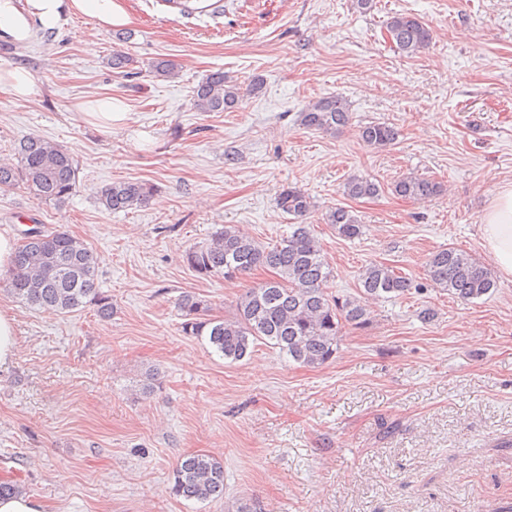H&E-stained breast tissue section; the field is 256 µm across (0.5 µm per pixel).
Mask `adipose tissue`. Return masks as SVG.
Instances as JSON below:
<instances>
[{
  "mask_svg": "<svg viewBox=\"0 0 512 512\" xmlns=\"http://www.w3.org/2000/svg\"><path fill=\"white\" fill-rule=\"evenodd\" d=\"M65 13L91 18L105 30L129 22L123 0H0V34L22 42L30 34L31 22L52 28ZM76 112L107 131L128 124L131 119L129 107L109 95L79 104ZM480 229L497 270L504 276H512V184L502 187L491 201L482 216Z\"/></svg>",
  "mask_w": 512,
  "mask_h": 512,
  "instance_id": "ef3b65f1",
  "label": "adipose tissue"
}]
</instances>
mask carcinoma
Segmentation results:
<instances>
[{"label": "carcinoma", "instance_id": "obj_1", "mask_svg": "<svg viewBox=\"0 0 512 512\" xmlns=\"http://www.w3.org/2000/svg\"><path fill=\"white\" fill-rule=\"evenodd\" d=\"M179 8L180 14H202L209 6L200 0H163ZM385 38L402 54L413 57L429 48L431 30L410 13H395L385 21ZM255 82L244 89L224 75L210 72L193 90L192 105L197 112H234L244 93H255ZM351 121V105L339 95L308 102L300 112V124L310 130L334 134ZM365 143L377 149L396 144L398 130L386 123H370L360 130ZM17 162H0V189L23 186L36 199L64 204L76 192L79 166L74 155L39 136L30 135L15 147ZM395 195L425 201L441 191L430 179L407 175L391 185ZM154 186L141 181H119L98 192L99 204L107 212L146 206ZM381 187L353 175L343 193L353 199L373 198ZM278 209L296 220L288 234L272 246H262L234 225L211 235L209 241L190 249L185 261L199 276L234 278L258 268L271 277L239 296L236 312L224 319H206L208 300L185 293L177 305L186 334L208 337L214 352L226 360L240 361L259 342L279 349L292 361L318 367L336 352L343 327H361L367 321V302L399 298L412 288V281L392 267L371 262L358 275L359 294L340 299L329 295L332 270L322 254L307 219L315 209L308 193L296 186L283 188L276 198ZM325 223L336 234L353 240L362 234V224L346 207L325 213ZM98 256L84 241L61 229L34 227L24 233L6 278L7 290L32 308L66 314L86 306L96 307L101 318L112 315V299L103 295L98 283ZM426 272L433 285L462 302H472L497 288L487 266L469 253L447 247L432 252ZM174 492L186 500L216 501L224 498V465L204 454H188L176 465Z\"/></svg>", "mask_w": 512, "mask_h": 512}]
</instances>
